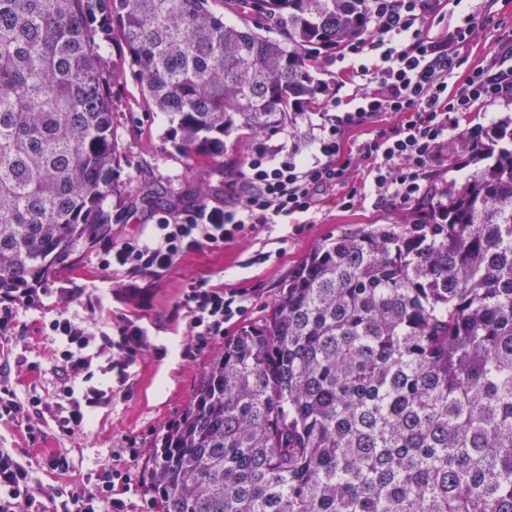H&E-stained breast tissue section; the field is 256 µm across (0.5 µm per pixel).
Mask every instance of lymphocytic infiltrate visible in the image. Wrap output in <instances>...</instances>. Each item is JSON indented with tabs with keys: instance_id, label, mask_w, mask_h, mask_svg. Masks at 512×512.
<instances>
[{
	"instance_id": "1",
	"label": "lymphocytic infiltrate",
	"mask_w": 512,
	"mask_h": 512,
	"mask_svg": "<svg viewBox=\"0 0 512 512\" xmlns=\"http://www.w3.org/2000/svg\"><path fill=\"white\" fill-rule=\"evenodd\" d=\"M368 2L369 33L337 52L341 59L378 58L374 65L362 63L353 70L351 94L332 99L324 111L296 113L290 145H261L248 154L243 175L250 190L240 203H202L176 216L157 213L143 235L105 242L99 268L115 277L161 278L176 260L203 246L220 247L256 229L313 213L317 191L344 182L350 188L340 205L352 208L362 196L360 184L349 181L355 173L366 176L379 198L397 206L421 197L427 169L457 126L460 113L512 98V66L507 63L512 37L503 36L500 52L452 88L448 81L463 64L461 50L475 31V13L462 8V0ZM448 4L457 9L453 26L446 34L431 35L433 25L445 20ZM386 112L401 114V122L377 131L356 152H345L348 131ZM181 306L188 317L182 351L186 358L222 337L225 324L245 311L241 295L203 281L187 285ZM45 333L55 344L50 352L52 395L34 390L18 394L9 380L12 364H0V420L32 442L47 419L62 436L79 434L96 409L128 393L133 368L144 356L166 354L139 318L127 314L98 325L61 313L46 323ZM98 373L108 375L110 385L94 384ZM131 481L127 468L118 462L96 470L92 483L73 481L61 512H129L126 495ZM0 512H47L33 487L31 462L13 448H0Z\"/></svg>"
}]
</instances>
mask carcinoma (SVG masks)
Returning a JSON list of instances; mask_svg holds the SVG:
<instances>
[{"mask_svg":"<svg viewBox=\"0 0 512 512\" xmlns=\"http://www.w3.org/2000/svg\"><path fill=\"white\" fill-rule=\"evenodd\" d=\"M367 14V0H0V293L112 234L125 71L181 150L216 161L233 133L291 125L320 57L366 35ZM469 154L460 189L316 246L224 339L154 440L156 512H512V118Z\"/></svg>","mask_w":512,"mask_h":512,"instance_id":"1","label":"carcinoma"}]
</instances>
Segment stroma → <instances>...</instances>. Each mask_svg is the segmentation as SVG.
Masks as SVG:
<instances>
[{"label": "stroma", "mask_w": 512, "mask_h": 512, "mask_svg": "<svg viewBox=\"0 0 512 512\" xmlns=\"http://www.w3.org/2000/svg\"><path fill=\"white\" fill-rule=\"evenodd\" d=\"M468 7L480 14L493 13L494 21L478 26L464 48L466 63L460 69L464 75L485 65L503 31H512V0H470ZM117 92L119 152L115 177L126 182L127 190L112 199L113 240L144 234L161 208L176 215L203 202L232 205L243 197L242 162L252 151V143L239 144L229 137L224 141V156L218 162L190 158L177 149L171 138L170 117L143 105L131 76H124ZM474 171L467 155L452 160L443 152L429 168L426 183L457 188ZM160 188L168 192L161 208L152 200L153 192ZM347 190V185L339 184L320 192L317 207L310 216L186 255L161 278L135 276L139 291L134 295L117 291L97 265L98 246L87 248L76 269L61 271L49 281L52 295L44 306L19 311L14 329L18 345L42 347L43 322L60 313L91 316L101 324L111 321L113 313L122 312L140 317L157 343L166 347L167 354L161 359L145 357L136 367L131 398L115 399L97 410L76 437L59 436L54 424L48 422L42 438L32 445L15 427L0 423V448L28 449L31 461L36 464L34 483L50 496L60 488L61 481L39 467L42 455L57 448L67 449L75 462L77 478L88 481L96 469L111 462L113 452L135 444L137 454L126 462L132 475L129 498L136 504L147 500L142 475L152 463L153 442L190 401L215 352L210 345L193 360L181 356L187 336L186 321L173 319L172 312L180 303L186 284L203 280L228 291L244 292L246 310L237 322L227 325L226 335L260 320L281 283L318 243L352 229L393 222V203L377 200L372 194L352 208H341L338 200Z\"/></svg>", "instance_id": "obj_1"}]
</instances>
